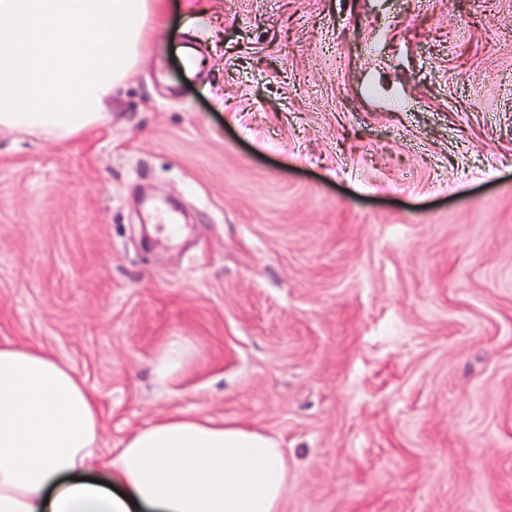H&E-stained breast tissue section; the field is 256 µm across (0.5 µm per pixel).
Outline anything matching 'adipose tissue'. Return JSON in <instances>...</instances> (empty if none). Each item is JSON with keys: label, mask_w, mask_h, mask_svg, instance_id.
<instances>
[{"label": "adipose tissue", "mask_w": 512, "mask_h": 512, "mask_svg": "<svg viewBox=\"0 0 512 512\" xmlns=\"http://www.w3.org/2000/svg\"><path fill=\"white\" fill-rule=\"evenodd\" d=\"M165 21L162 0H0V131L91 128ZM99 429L70 364L0 343V512H281L288 462L267 435L173 413L105 457Z\"/></svg>", "instance_id": "ef3b65f1"}]
</instances>
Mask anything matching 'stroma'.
<instances>
[{"mask_svg": "<svg viewBox=\"0 0 512 512\" xmlns=\"http://www.w3.org/2000/svg\"><path fill=\"white\" fill-rule=\"evenodd\" d=\"M7 341L101 455L201 414L279 442L282 512H512V0H166L105 120L0 133ZM189 356V348L182 337H173L155 359V372L157 377L168 380L176 376L183 368Z\"/></svg>", "mask_w": 512, "mask_h": 512, "instance_id": "1", "label": "stroma"}]
</instances>
